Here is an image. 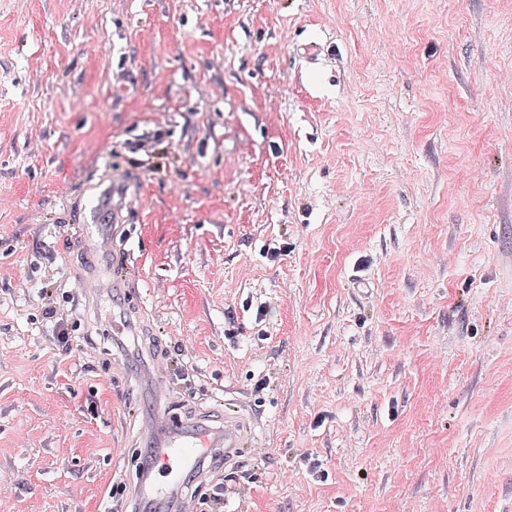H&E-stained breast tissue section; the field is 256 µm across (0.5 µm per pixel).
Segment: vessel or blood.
I'll return each instance as SVG.
<instances>
[{"label":"vessel or blood","mask_w":512,"mask_h":512,"mask_svg":"<svg viewBox=\"0 0 512 512\" xmlns=\"http://www.w3.org/2000/svg\"><path fill=\"white\" fill-rule=\"evenodd\" d=\"M131 184L127 170L117 167L109 169L98 186L86 222L103 254L112 250L113 225L126 221ZM140 434L152 444L160 466L131 489L136 512H189V497L181 490L183 472L197 469L208 458L232 461L252 440L247 419L238 411L226 412L221 425L200 423L187 431L171 421L161 405L143 416Z\"/></svg>","instance_id":"1"}]
</instances>
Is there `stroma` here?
<instances>
[{
	"mask_svg": "<svg viewBox=\"0 0 512 512\" xmlns=\"http://www.w3.org/2000/svg\"><path fill=\"white\" fill-rule=\"evenodd\" d=\"M157 390L251 427L193 512H512V0H0V512H129ZM106 179L98 185L96 200L86 218L89 235L95 238L100 250L107 257L112 252V227L106 224H123L128 210L126 201L132 184L126 169L109 166ZM107 217V222L103 218Z\"/></svg>",
	"mask_w": 512,
	"mask_h": 512,
	"instance_id": "35a3bbf8",
	"label": "stroma"
}]
</instances>
